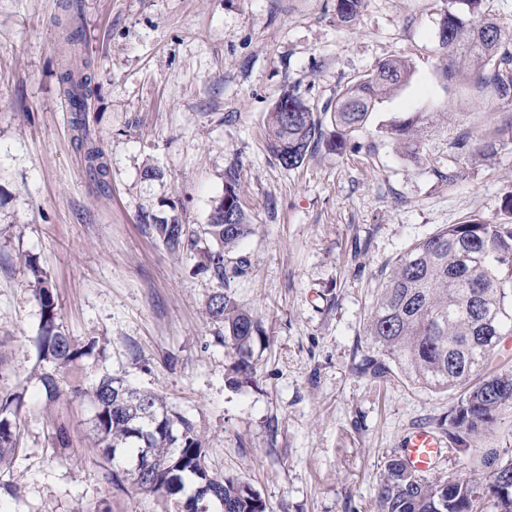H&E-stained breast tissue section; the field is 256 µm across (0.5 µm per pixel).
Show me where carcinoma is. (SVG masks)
<instances>
[{
    "label": "carcinoma",
    "instance_id": "obj_1",
    "mask_svg": "<svg viewBox=\"0 0 512 512\" xmlns=\"http://www.w3.org/2000/svg\"><path fill=\"white\" fill-rule=\"evenodd\" d=\"M368 0H336V20L349 24L364 11ZM482 0H444L438 32L440 71L446 88L458 91L472 110L494 113L512 107V38L490 14L479 10ZM412 61L394 57L377 63L369 73L348 84L336 99L319 109L290 88L269 112L268 147L287 169L302 164L323 140L322 123L314 113H332L339 143L363 132L376 104L409 84ZM60 80L70 101L85 104L92 93V77L66 68ZM453 101L446 112H414L405 120L378 128L417 165L428 163L440 178L449 179L453 167L465 158L486 156L512 141L507 126H473L456 119ZM448 118L454 132L446 153L423 158L425 134L435 118ZM89 173L101 185L108 166L97 147L86 151ZM155 235L173 252L188 250L198 257L197 268L224 284V256L237 249L253 232L241 204L235 180L226 184L224 197L212 207L208 222L198 232L186 231L176 220L152 225ZM20 260L34 283L42 325L36 337L39 381L47 395L60 393L58 372L90 354L93 345L78 346L57 324L52 287L29 255ZM209 317L224 324V340L239 355V371L250 368L249 353L258 322L224 296L213 293L206 305ZM376 355L365 359V370L388 379L398 370L407 381L431 391L463 390L449 414L451 434L460 443L488 432L498 414L512 407V370L489 377L481 373L496 354L495 341L512 336V222L491 223L474 217L449 224L413 244L391 269L377 294L366 326ZM93 406L94 431L104 459L114 460L112 449H127V458L151 463L137 488L171 502L177 512H192L195 498L223 501L222 512H268L267 503L249 482L234 476L218 478L205 465V448L191 422L166 408L151 393L134 390L123 380L103 375L83 391ZM15 399L0 398V469L19 453ZM194 493L185 496L186 480ZM504 494L489 496L469 480L428 481L402 457L387 461L377 484L379 512H512V478Z\"/></svg>",
    "mask_w": 512,
    "mask_h": 512
}]
</instances>
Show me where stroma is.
<instances>
[{"label": "stroma", "instance_id": "obj_1", "mask_svg": "<svg viewBox=\"0 0 512 512\" xmlns=\"http://www.w3.org/2000/svg\"><path fill=\"white\" fill-rule=\"evenodd\" d=\"M334 4L0 0V397H23L0 512H173L101 456L93 408L75 390L105 373L186 416L208 469L250 482L269 512H378L379 476L418 427L444 445L430 481L481 483L490 453L512 456V408L461 446L448 433L460 391L358 370L373 353L374 296L412 244L474 215L512 219V145L466 159L449 182L367 132L295 169L267 148L284 90L322 105L394 56L415 75L371 126L448 103L442 0H368L348 25ZM85 60L94 92L75 114L61 64ZM88 143L104 153L105 185L87 174ZM231 179L254 231L225 256L220 284L149 226L174 217L200 230ZM22 253L47 275L62 331L97 343L60 370L54 398L35 374L41 308ZM219 289L261 325L250 373L206 313Z\"/></svg>", "mask_w": 512, "mask_h": 512}]
</instances>
